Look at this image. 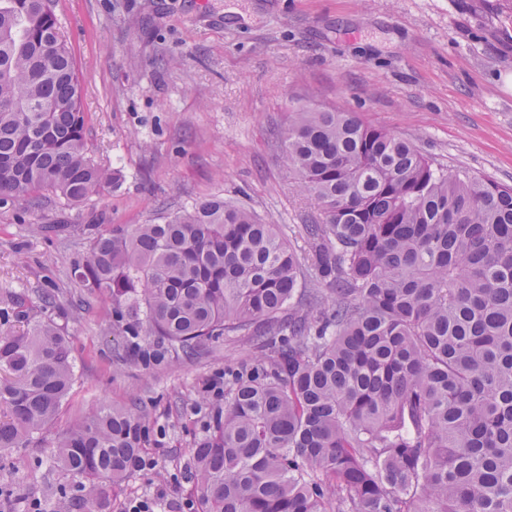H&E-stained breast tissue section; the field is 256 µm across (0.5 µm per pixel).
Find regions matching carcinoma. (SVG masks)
I'll return each instance as SVG.
<instances>
[{
  "mask_svg": "<svg viewBox=\"0 0 512 512\" xmlns=\"http://www.w3.org/2000/svg\"><path fill=\"white\" fill-rule=\"evenodd\" d=\"M317 208L298 252L222 196L97 236L79 278L191 356L223 336L224 410L193 452L202 512H512V187L434 168L342 109L278 138ZM86 156L80 83L53 0H0V207L112 185ZM74 379L54 320L0 336V450L26 448ZM143 417L105 405L55 461L93 503L142 457Z\"/></svg>",
  "mask_w": 512,
  "mask_h": 512,
  "instance_id": "1",
  "label": "carcinoma"
}]
</instances>
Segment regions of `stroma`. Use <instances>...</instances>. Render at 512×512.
Masks as SVG:
<instances>
[{
	"label": "stroma",
	"instance_id": "35a3bbf8",
	"mask_svg": "<svg viewBox=\"0 0 512 512\" xmlns=\"http://www.w3.org/2000/svg\"><path fill=\"white\" fill-rule=\"evenodd\" d=\"M82 86L86 144L115 180L79 203L41 194L0 208V336L53 318L74 383L27 448L0 452V512L42 503L93 512L52 458L102 404L148 426L145 468L102 512L139 500L199 512L192 452L224 400L211 385L254 354L230 336L158 364L128 351L110 298L75 266L94 238L152 224L213 195L272 219L296 250L317 210L288 176L277 138L297 107L356 113L410 141L441 171L512 185V0H55ZM56 299L44 308L38 296Z\"/></svg>",
	"mask_w": 512,
	"mask_h": 512
}]
</instances>
